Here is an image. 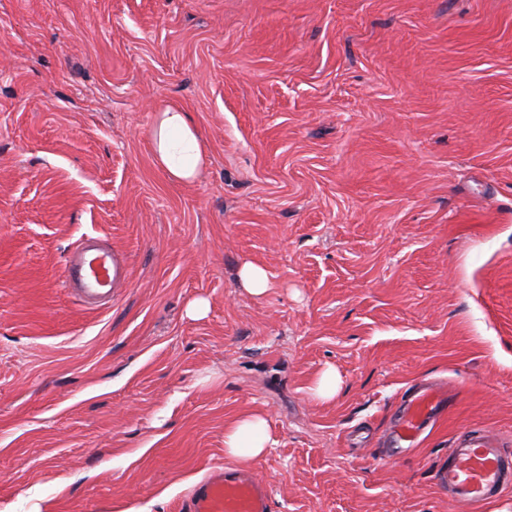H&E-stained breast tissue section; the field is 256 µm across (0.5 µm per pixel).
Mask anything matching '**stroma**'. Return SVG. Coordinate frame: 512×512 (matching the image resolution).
<instances>
[{
  "label": "stroma",
  "instance_id": "35a3bbf8",
  "mask_svg": "<svg viewBox=\"0 0 512 512\" xmlns=\"http://www.w3.org/2000/svg\"><path fill=\"white\" fill-rule=\"evenodd\" d=\"M85 235L129 270L102 310ZM422 380L452 402L400 452ZM244 411L278 512H457L459 430L512 451V0H0V512H175ZM150 137L157 162L173 181L190 182L197 177L203 152L187 112L176 106L157 112ZM125 261L101 238L85 236L69 250L61 270L63 287L88 307L112 301L126 280ZM239 280L243 288L253 295H262L268 289L266 271L255 264L246 263L239 270Z\"/></svg>",
  "mask_w": 512,
  "mask_h": 512
}]
</instances>
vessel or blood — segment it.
<instances>
[{"instance_id":"b4317fda","label":"vessel or blood","mask_w":512,"mask_h":512,"mask_svg":"<svg viewBox=\"0 0 512 512\" xmlns=\"http://www.w3.org/2000/svg\"><path fill=\"white\" fill-rule=\"evenodd\" d=\"M126 271L124 260L109 243L85 236L69 250L61 281L75 298L96 308L111 301L114 288L125 282ZM447 411L444 387L416 388L395 418L394 442L414 447L419 436ZM436 480L460 512H474L512 489V453L505 451L500 437L491 432L463 430ZM179 512H276V507L268 486L253 471L227 462L193 489Z\"/></svg>"}]
</instances>
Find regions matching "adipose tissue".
Listing matches in <instances>:
<instances>
[{
  "instance_id": "1",
  "label": "adipose tissue",
  "mask_w": 512,
  "mask_h": 512,
  "mask_svg": "<svg viewBox=\"0 0 512 512\" xmlns=\"http://www.w3.org/2000/svg\"><path fill=\"white\" fill-rule=\"evenodd\" d=\"M157 162L176 182L194 180L203 164L198 133L187 112L168 106L158 112L150 129ZM266 419L255 412H244L224 424L225 456L247 463L264 455L272 446Z\"/></svg>"
}]
</instances>
